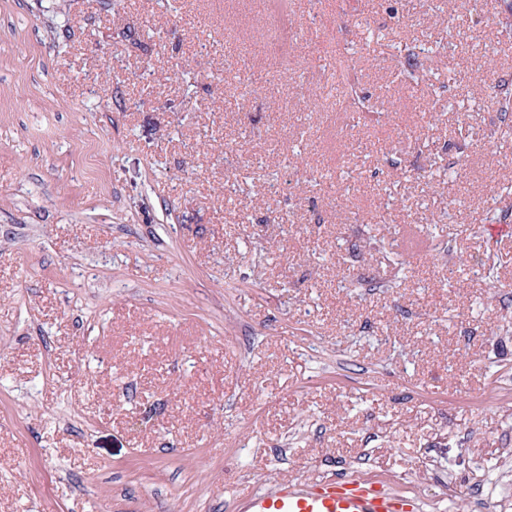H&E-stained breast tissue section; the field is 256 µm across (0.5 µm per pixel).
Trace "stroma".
<instances>
[{
	"label": "stroma",
	"instance_id": "35a3bbf8",
	"mask_svg": "<svg viewBox=\"0 0 512 512\" xmlns=\"http://www.w3.org/2000/svg\"><path fill=\"white\" fill-rule=\"evenodd\" d=\"M499 2L0 0V512H512ZM242 512H416V503L369 480L281 481L239 495Z\"/></svg>",
	"mask_w": 512,
	"mask_h": 512
}]
</instances>
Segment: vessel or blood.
<instances>
[{
    "label": "vessel or blood",
    "instance_id": "1",
    "mask_svg": "<svg viewBox=\"0 0 512 512\" xmlns=\"http://www.w3.org/2000/svg\"><path fill=\"white\" fill-rule=\"evenodd\" d=\"M241 512H416V503L369 480L320 484L279 482L268 491L246 490Z\"/></svg>",
    "mask_w": 512,
    "mask_h": 512
}]
</instances>
